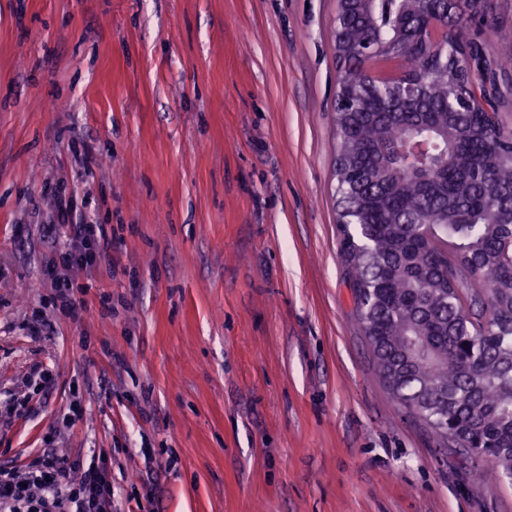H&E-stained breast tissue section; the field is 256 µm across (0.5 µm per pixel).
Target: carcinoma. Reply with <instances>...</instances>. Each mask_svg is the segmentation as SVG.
I'll return each mask as SVG.
<instances>
[{"label":"carcinoma","mask_w":512,"mask_h":512,"mask_svg":"<svg viewBox=\"0 0 512 512\" xmlns=\"http://www.w3.org/2000/svg\"><path fill=\"white\" fill-rule=\"evenodd\" d=\"M480 14L481 0L337 8L339 251L385 388L512 482V132L496 90L512 60L465 36ZM368 49L404 62L400 86L380 85Z\"/></svg>","instance_id":"obj_1"}]
</instances>
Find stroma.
Returning a JSON list of instances; mask_svg holds the SVG:
<instances>
[{
	"mask_svg": "<svg viewBox=\"0 0 512 512\" xmlns=\"http://www.w3.org/2000/svg\"><path fill=\"white\" fill-rule=\"evenodd\" d=\"M335 16L336 0H0V463L50 440L106 454L112 512H512L489 462L387 393L355 317ZM483 16L470 38L512 57L487 36L512 29V0ZM60 195L112 230L69 280L90 319L52 305Z\"/></svg>",
	"mask_w": 512,
	"mask_h": 512,
	"instance_id": "35a3bbf8",
	"label": "stroma"
}]
</instances>
